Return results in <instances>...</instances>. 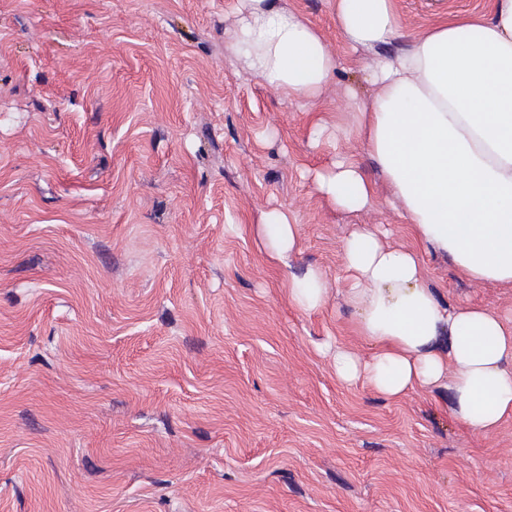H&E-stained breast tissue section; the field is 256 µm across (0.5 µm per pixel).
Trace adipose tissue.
I'll use <instances>...</instances> for the list:
<instances>
[{
	"label": "adipose tissue",
	"mask_w": 512,
	"mask_h": 512,
	"mask_svg": "<svg viewBox=\"0 0 512 512\" xmlns=\"http://www.w3.org/2000/svg\"><path fill=\"white\" fill-rule=\"evenodd\" d=\"M229 39L240 70L291 100L316 103L342 58L299 12L276 0H239ZM348 51H369L376 90L355 130L380 167L391 201L418 243L445 253L476 282L512 286V0L451 13L391 52L397 0H336ZM320 193L360 211L374 188L356 162L339 157L316 171ZM271 259L287 263L296 226L283 209L264 215ZM345 305L352 330L375 352L360 360L326 343L337 380L365 383L390 400L415 388L450 393L453 418L480 434L512 419V318L476 305H443L423 283L417 251L386 245L363 227L344 242ZM328 290L308 271L288 284L289 302L323 307Z\"/></svg>",
	"instance_id": "ef3b65f1"
}]
</instances>
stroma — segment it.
<instances>
[{"label": "stroma", "instance_id": "35a3bbf8", "mask_svg": "<svg viewBox=\"0 0 512 512\" xmlns=\"http://www.w3.org/2000/svg\"><path fill=\"white\" fill-rule=\"evenodd\" d=\"M484 3L397 0L392 47ZM279 4L343 50L334 0ZM238 5L0 0V512H512V420L474 433L446 389L388 400L323 355L373 353L343 303L349 234L416 242L354 131L363 55L290 101L237 71ZM339 155L376 185L363 210L316 188ZM423 261L440 302L512 316V286ZM310 270L329 299L307 313L287 288ZM263 227L271 259L287 265L297 244L296 224L292 223L288 211L272 209L266 212Z\"/></svg>", "mask_w": 512, "mask_h": 512}]
</instances>
